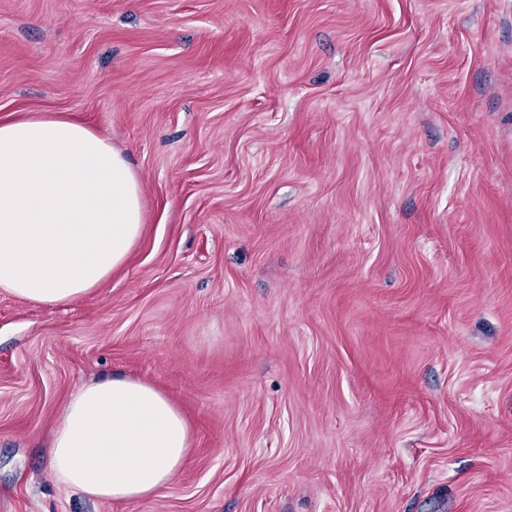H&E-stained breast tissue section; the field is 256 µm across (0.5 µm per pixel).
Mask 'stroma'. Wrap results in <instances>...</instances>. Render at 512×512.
Listing matches in <instances>:
<instances>
[{"label": "stroma", "mask_w": 512, "mask_h": 512, "mask_svg": "<svg viewBox=\"0 0 512 512\" xmlns=\"http://www.w3.org/2000/svg\"><path fill=\"white\" fill-rule=\"evenodd\" d=\"M140 180L108 287L0 290V512H512V0H0V119ZM112 374L194 441L158 498L66 489Z\"/></svg>", "instance_id": "stroma-1"}]
</instances>
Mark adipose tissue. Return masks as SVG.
I'll list each match as a JSON object with an SVG mask.
<instances>
[{"mask_svg": "<svg viewBox=\"0 0 512 512\" xmlns=\"http://www.w3.org/2000/svg\"><path fill=\"white\" fill-rule=\"evenodd\" d=\"M141 185L122 153L54 116L0 122V289L65 304L105 287L138 241ZM193 444L182 411L152 384L102 378L66 403L50 472L94 501L159 497Z\"/></svg>", "mask_w": 512, "mask_h": 512, "instance_id": "1", "label": "adipose tissue"}]
</instances>
